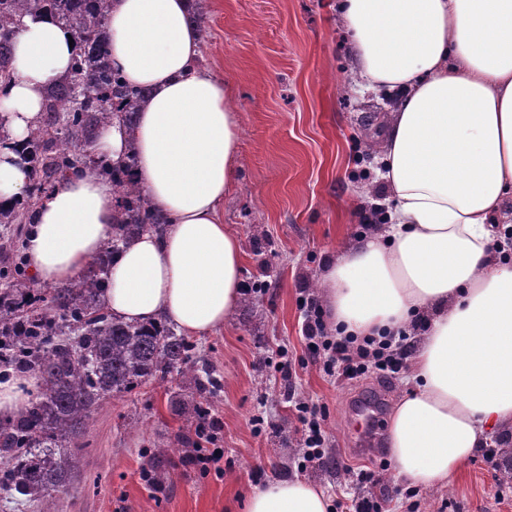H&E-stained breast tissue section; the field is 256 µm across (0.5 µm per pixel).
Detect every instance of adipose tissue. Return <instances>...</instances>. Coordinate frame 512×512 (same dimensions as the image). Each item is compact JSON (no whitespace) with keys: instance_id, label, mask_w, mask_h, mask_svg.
I'll use <instances>...</instances> for the list:
<instances>
[{"instance_id":"obj_1","label":"adipose tissue","mask_w":512,"mask_h":512,"mask_svg":"<svg viewBox=\"0 0 512 512\" xmlns=\"http://www.w3.org/2000/svg\"><path fill=\"white\" fill-rule=\"evenodd\" d=\"M189 0H111L107 49L126 81L149 88L134 134L101 129L96 156L134 148L136 181L169 219L111 257L103 299L112 315L166 320L199 336L225 327L243 295V248L222 218L236 176L240 126L232 81L199 69ZM365 89L392 95L376 173L395 206L380 229L328 259L320 299L332 327L364 337L424 325L412 391L389 427L395 473L442 488L512 427V264L493 250L512 200V0H337ZM47 14L24 16L13 73L0 85V204L30 182L20 150L46 93L78 47ZM112 180L71 176L33 214L31 275L76 278L112 238ZM301 478L254 489L245 512H330Z\"/></svg>"}]
</instances>
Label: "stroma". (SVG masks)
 <instances>
[{
	"mask_svg": "<svg viewBox=\"0 0 512 512\" xmlns=\"http://www.w3.org/2000/svg\"><path fill=\"white\" fill-rule=\"evenodd\" d=\"M207 29L201 66L234 82L241 140L238 174L224 201L223 220L243 245L244 285H257L227 327L195 337V361L220 382L209 407L223 423L219 471L179 466L178 449L196 441V426L175 404L178 378L152 381L135 392L106 398L89 413L80 439L82 468L56 512H242L255 486L249 471L300 476V436L275 378L272 354L296 365L295 397L325 406L327 435L341 466L310 474L332 500L351 506L362 496L346 467H374L355 451L353 433L365 424L354 399L381 391L388 404L407 390L406 376L391 382L336 381L310 363L302 333V300L317 293L321 270L341 242L359 233L362 210L373 200L394 201L373 177L371 133L388 101L355 95L348 38L335 0H203ZM263 417L254 428V417ZM173 455L157 456V444ZM150 463L161 489L143 480ZM418 512H512L500 502L492 470L473 455L440 490L419 488Z\"/></svg>",
	"mask_w": 512,
	"mask_h": 512,
	"instance_id": "1",
	"label": "stroma"
}]
</instances>
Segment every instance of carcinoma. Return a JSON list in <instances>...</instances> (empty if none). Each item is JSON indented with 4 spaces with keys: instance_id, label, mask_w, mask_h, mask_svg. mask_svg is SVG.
Listing matches in <instances>:
<instances>
[{
    "instance_id": "1",
    "label": "carcinoma",
    "mask_w": 512,
    "mask_h": 512,
    "mask_svg": "<svg viewBox=\"0 0 512 512\" xmlns=\"http://www.w3.org/2000/svg\"><path fill=\"white\" fill-rule=\"evenodd\" d=\"M110 0H0V64L10 61L20 18L46 11L74 31L81 49L66 76L47 93L41 120L24 153L32 178L10 208L0 206V373L32 372L39 390L16 417L0 420V491L16 493L51 512L53 500L73 487L80 458L61 451L78 438L85 419L106 397L143 384L180 378L178 408L203 420L199 398L214 394L210 373L194 361L193 344L165 323L129 324L112 317L101 295L104 256L126 239L165 223L127 172L135 157L116 163L91 156L99 129L116 119L133 124L145 97L112 68L102 37ZM112 177L116 218L112 240L86 272L34 295L25 240L30 215L76 172Z\"/></svg>"
}]
</instances>
